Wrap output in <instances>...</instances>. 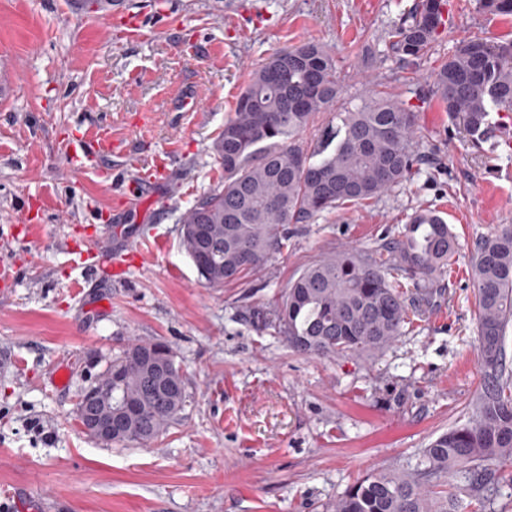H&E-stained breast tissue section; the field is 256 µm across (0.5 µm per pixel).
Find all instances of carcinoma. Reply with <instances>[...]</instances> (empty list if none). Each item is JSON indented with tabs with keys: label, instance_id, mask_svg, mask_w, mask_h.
I'll use <instances>...</instances> for the list:
<instances>
[{
	"label": "carcinoma",
	"instance_id": "cac0c4a2",
	"mask_svg": "<svg viewBox=\"0 0 512 512\" xmlns=\"http://www.w3.org/2000/svg\"><path fill=\"white\" fill-rule=\"evenodd\" d=\"M74 3L88 14L112 6V0ZM443 6V0H420L391 28L392 52L407 62L425 56L442 29ZM479 8L512 16V0H479ZM431 92L472 141H481L491 112H512V38L460 40L434 72ZM340 95L335 57L316 42L283 50L253 72L212 144L224 184L179 221L182 247L199 260L205 285L220 287L266 267L288 239V225L374 199L407 179L418 161L416 115L379 93L337 113L314 140H303L314 117ZM456 252L444 219L419 211L376 256L348 248L312 260L261 320L301 354H375L416 314L401 279L413 280L425 302L431 277ZM471 272L482 378L471 417L432 440L415 466L363 479L326 512H460L448 494L449 470L460 462L477 465L462 474L466 506L494 503L496 477L512 466V224L476 242ZM95 384L112 392L115 443H153L190 404L184 371L163 341L129 346Z\"/></svg>",
	"mask_w": 512,
	"mask_h": 512
}]
</instances>
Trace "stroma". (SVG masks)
<instances>
[{
  "instance_id": "stroma-1",
  "label": "stroma",
  "mask_w": 512,
  "mask_h": 512,
  "mask_svg": "<svg viewBox=\"0 0 512 512\" xmlns=\"http://www.w3.org/2000/svg\"><path fill=\"white\" fill-rule=\"evenodd\" d=\"M417 0H125L143 35L111 12L71 0H0V491L32 487L66 512H323L353 484L414 465L423 448L465 423L480 387L475 243L512 224V117L472 143L431 97L432 74L457 42L512 36V17L477 0H447L448 23L421 60L392 53L388 32ZM308 41L330 48L342 85L334 111L378 90L412 106L422 159L402 184L363 204L289 227L263 270L205 286L180 244L179 220L224 179L211 145L251 73ZM201 91V109L181 93ZM108 131L121 151L72 173L64 143ZM175 147L168 174L123 196L134 166ZM439 214L457 237L450 272L397 341L372 356L302 355L258 318L319 254L366 252L411 216ZM153 251L83 283L67 244L101 231ZM166 342L191 402L156 443L100 444L79 425L82 390L131 343ZM68 364L57 388L52 375ZM40 421L46 435L30 429Z\"/></svg>"
}]
</instances>
